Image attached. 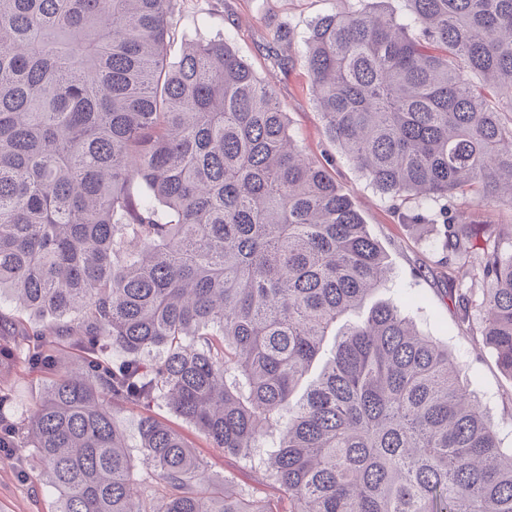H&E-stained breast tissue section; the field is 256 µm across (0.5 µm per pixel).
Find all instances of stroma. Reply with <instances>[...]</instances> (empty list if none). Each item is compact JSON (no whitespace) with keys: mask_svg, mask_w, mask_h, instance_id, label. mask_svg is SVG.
I'll list each match as a JSON object with an SVG mask.
<instances>
[{"mask_svg":"<svg viewBox=\"0 0 512 512\" xmlns=\"http://www.w3.org/2000/svg\"><path fill=\"white\" fill-rule=\"evenodd\" d=\"M335 7L336 0H177L171 51L176 54L186 43L220 37L274 85L276 100L288 114L291 134L330 171L388 256L392 282L375 293V300L400 305L418 331L447 345L466 368L468 391L497 424L503 447L512 448V377L460 326L448 295L447 275L438 265L435 231L422 232L402 220L412 212L433 213L435 204L384 196L324 133L304 57L314 21ZM3 377L12 385L16 412L34 410L45 375L13 359L0 362ZM152 412L191 443L213 476H232L234 491H252L272 500L279 512H286L288 499L276 486L255 482L249 466L225 458L223 449L211 447L193 426L165 406H155ZM36 469L34 455L20 460L13 453H0V512H56V495L36 482Z\"/></svg>","mask_w":512,"mask_h":512,"instance_id":"35a3bbf8","label":"stroma"}]
</instances>
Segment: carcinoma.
<instances>
[{
    "instance_id": "1",
    "label": "carcinoma",
    "mask_w": 512,
    "mask_h": 512,
    "mask_svg": "<svg viewBox=\"0 0 512 512\" xmlns=\"http://www.w3.org/2000/svg\"><path fill=\"white\" fill-rule=\"evenodd\" d=\"M359 2L308 38L326 132L382 194L439 206L441 263L482 285L449 289L459 322L512 377V224L455 207L512 210V0H406V23ZM173 5L0 0V342L50 374L27 416L0 386V449L37 456L56 512H277L212 478L163 402L288 512H512L465 369L396 304L352 318L391 278L379 242L224 40L169 63ZM118 406L145 410L141 478ZM458 208L474 215V219L483 224H512V213L507 208L495 206H477L469 199L458 198Z\"/></svg>"
}]
</instances>
